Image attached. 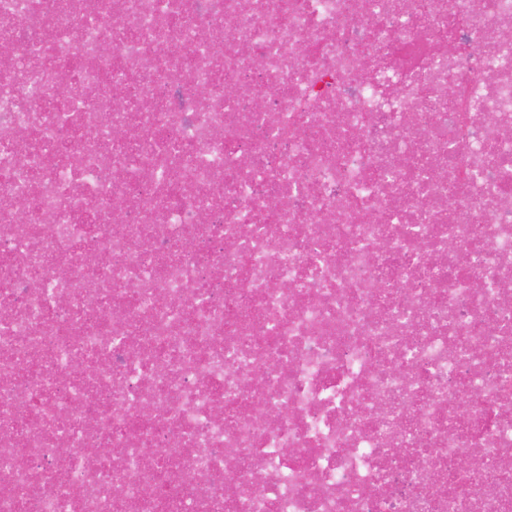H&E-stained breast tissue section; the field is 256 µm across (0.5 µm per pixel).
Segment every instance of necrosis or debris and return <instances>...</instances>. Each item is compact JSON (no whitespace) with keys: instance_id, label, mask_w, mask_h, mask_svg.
I'll use <instances>...</instances> for the list:
<instances>
[{"instance_id":"obj_1","label":"necrosis or debris","mask_w":512,"mask_h":512,"mask_svg":"<svg viewBox=\"0 0 512 512\" xmlns=\"http://www.w3.org/2000/svg\"><path fill=\"white\" fill-rule=\"evenodd\" d=\"M507 29L0 0V512H512Z\"/></svg>"}]
</instances>
